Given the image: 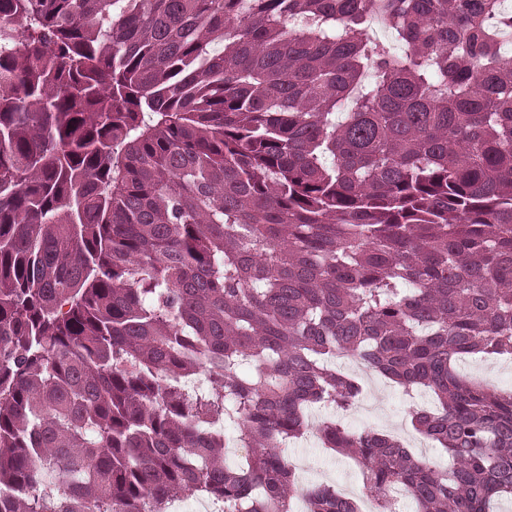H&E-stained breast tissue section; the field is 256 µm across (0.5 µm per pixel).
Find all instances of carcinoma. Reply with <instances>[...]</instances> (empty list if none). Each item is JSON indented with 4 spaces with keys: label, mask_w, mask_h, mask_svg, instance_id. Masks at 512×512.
Instances as JSON below:
<instances>
[{
    "label": "carcinoma",
    "mask_w": 512,
    "mask_h": 512,
    "mask_svg": "<svg viewBox=\"0 0 512 512\" xmlns=\"http://www.w3.org/2000/svg\"><path fill=\"white\" fill-rule=\"evenodd\" d=\"M510 41L499 0H0V512H358L312 427L377 512H494L512 391L457 364L512 357ZM339 356L434 394L448 466L310 425ZM288 457L299 459L297 472L305 481L336 486L350 496H355L362 508L363 476L354 460L339 454L331 455L320 448L319 440L312 432L290 445Z\"/></svg>",
    "instance_id": "carcinoma-1"
}]
</instances>
